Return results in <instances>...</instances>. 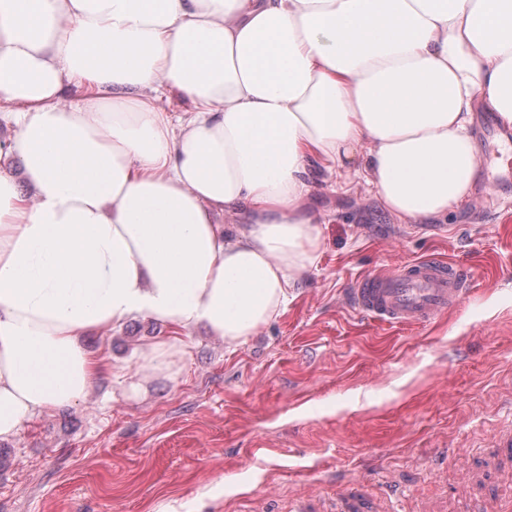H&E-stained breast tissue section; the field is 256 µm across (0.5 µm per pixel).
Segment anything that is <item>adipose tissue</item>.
<instances>
[{"mask_svg":"<svg viewBox=\"0 0 512 512\" xmlns=\"http://www.w3.org/2000/svg\"><path fill=\"white\" fill-rule=\"evenodd\" d=\"M478 108L512 128V0H0L33 189L0 164V440L87 396L88 332L164 324L141 365L166 379L183 332L257 335L318 260L315 171L408 223L471 201ZM155 97L157 98L156 105L173 118L192 110V104L188 100L168 89H160L158 93H155Z\"/></svg>","mask_w":512,"mask_h":512,"instance_id":"obj_1","label":"adipose tissue"}]
</instances>
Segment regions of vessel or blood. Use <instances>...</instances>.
I'll use <instances>...</instances> for the list:
<instances>
[{"mask_svg":"<svg viewBox=\"0 0 512 512\" xmlns=\"http://www.w3.org/2000/svg\"><path fill=\"white\" fill-rule=\"evenodd\" d=\"M472 287L469 269L427 257L358 279L348 290L347 302L355 311L382 324L422 325L457 308L469 297ZM491 447L512 475V421L499 431ZM460 486L478 489L473 512H512V496L498 494L477 467L462 465Z\"/></svg>","mask_w":512,"mask_h":512,"instance_id":"1","label":"vessel or blood"}]
</instances>
